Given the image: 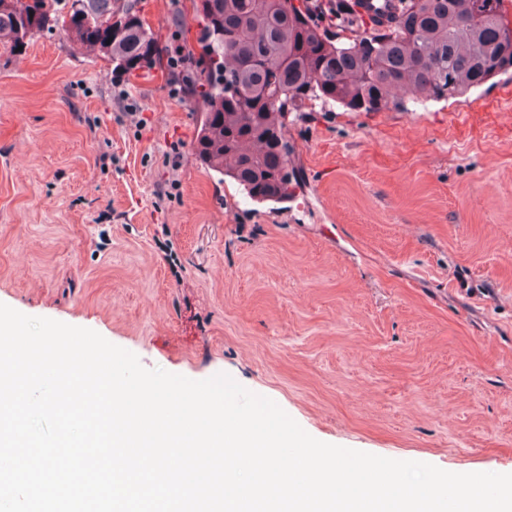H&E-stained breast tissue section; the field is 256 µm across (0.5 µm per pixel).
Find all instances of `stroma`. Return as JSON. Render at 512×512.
<instances>
[{
	"label": "stroma",
	"mask_w": 512,
	"mask_h": 512,
	"mask_svg": "<svg viewBox=\"0 0 512 512\" xmlns=\"http://www.w3.org/2000/svg\"><path fill=\"white\" fill-rule=\"evenodd\" d=\"M508 83L368 114L307 103L299 187L250 211L161 77L115 85L60 30L0 47V303L148 368L228 374L325 443L512 473ZM478 109L488 124L457 128Z\"/></svg>",
	"instance_id": "1"
}]
</instances>
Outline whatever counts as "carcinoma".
I'll list each match as a JSON object with an SVG mask.
<instances>
[{"label":"carcinoma","instance_id":"carcinoma-1","mask_svg":"<svg viewBox=\"0 0 512 512\" xmlns=\"http://www.w3.org/2000/svg\"><path fill=\"white\" fill-rule=\"evenodd\" d=\"M174 26L187 10L201 19L186 96L201 116L194 150L208 170L235 182L255 203H278L298 187L288 113L307 101L353 112L456 99L512 71V40L501 8L471 24V0H407L393 25L367 28L354 15L352 40L324 22L309 0H176ZM140 0H0V45L16 53L61 29L117 77L161 69L172 78Z\"/></svg>","mask_w":512,"mask_h":512}]
</instances>
